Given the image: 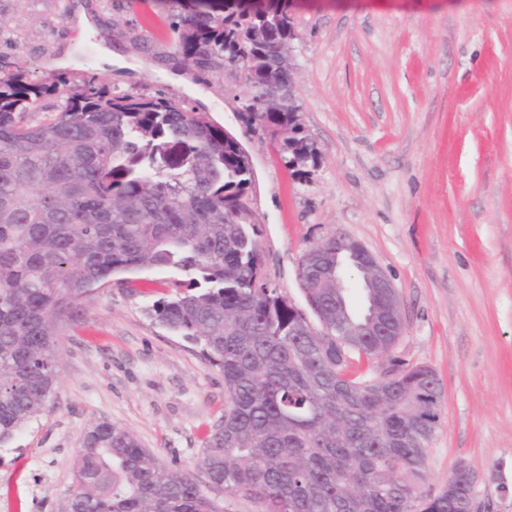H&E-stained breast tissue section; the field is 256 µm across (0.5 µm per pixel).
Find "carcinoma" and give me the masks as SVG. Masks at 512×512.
<instances>
[{"label":"carcinoma","mask_w":512,"mask_h":512,"mask_svg":"<svg viewBox=\"0 0 512 512\" xmlns=\"http://www.w3.org/2000/svg\"><path fill=\"white\" fill-rule=\"evenodd\" d=\"M184 62L245 76L246 126L300 136L274 49L295 39L277 4L191 0L179 16ZM55 85L0 79V445L37 416L58 377L56 341L93 284L176 269L189 279L152 305L224 376V420L201 459L209 488L258 512H478L461 465L423 495L426 450L442 420L433 370L392 355L397 336L361 319L336 334L349 294L318 278L306 312L263 280L257 218L242 200L247 159L209 118L165 99L115 96L88 80L55 118L27 125ZM69 512H224L189 471L147 457L129 430L94 424L73 462Z\"/></svg>","instance_id":"1"}]
</instances>
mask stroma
<instances>
[{
    "mask_svg": "<svg viewBox=\"0 0 512 512\" xmlns=\"http://www.w3.org/2000/svg\"><path fill=\"white\" fill-rule=\"evenodd\" d=\"M81 6L97 35L77 28ZM181 13L178 0H0V77L95 78L235 134L267 280L303 305L302 252L338 231L361 243L398 294L393 355L442 388L424 492L464 463L480 512H512V0H294L292 77L315 151L294 165L269 131L246 128L242 84L184 65ZM103 39L128 69L100 56ZM181 278L118 274L80 301L49 402L0 447V512H68L75 451L102 421L207 485L196 463L224 415V378L149 313Z\"/></svg>",
    "mask_w": 512,
    "mask_h": 512,
    "instance_id": "1",
    "label": "stroma"
}]
</instances>
